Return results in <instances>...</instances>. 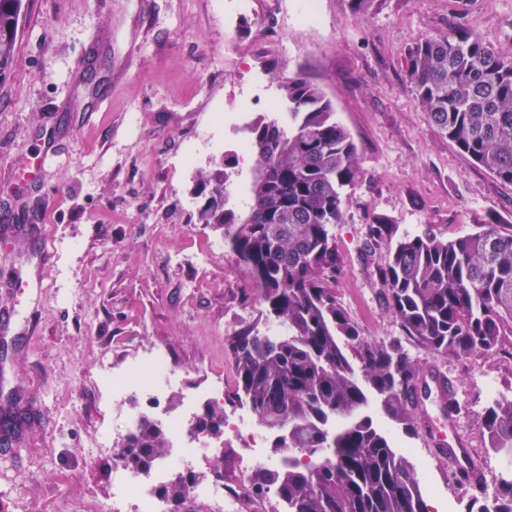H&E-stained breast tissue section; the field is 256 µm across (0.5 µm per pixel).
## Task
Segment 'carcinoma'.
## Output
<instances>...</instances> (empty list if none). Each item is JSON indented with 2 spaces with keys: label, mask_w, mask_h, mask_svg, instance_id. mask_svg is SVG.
Listing matches in <instances>:
<instances>
[{
  "label": "carcinoma",
  "mask_w": 512,
  "mask_h": 512,
  "mask_svg": "<svg viewBox=\"0 0 512 512\" xmlns=\"http://www.w3.org/2000/svg\"><path fill=\"white\" fill-rule=\"evenodd\" d=\"M23 0H0V80L11 72ZM406 78L430 123L496 179L512 184V57L470 27H453L408 48ZM288 121L250 127L255 164L248 211L226 208L217 171L198 221L223 230L280 335L246 328L231 337L237 381L225 400L246 401L258 424L291 452L258 471L259 495L273 487L288 512H429L415 468L364 413L368 392L391 418L411 424L408 389L423 365L399 340L360 335L333 284L342 262L333 229L345 189L359 172L357 148L323 90L295 76L278 85ZM406 339L458 360L512 359V232L496 224L444 241L426 231L399 238L380 271ZM199 432L223 434L224 411L205 408ZM491 448H512V397L485 408ZM126 465L150 469L169 448L167 431L145 416L122 441ZM193 477L175 473L158 489L177 512ZM476 512H512V479Z\"/></svg>",
  "instance_id": "carcinoma-1"
}]
</instances>
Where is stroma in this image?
Wrapping results in <instances>:
<instances>
[{"mask_svg": "<svg viewBox=\"0 0 512 512\" xmlns=\"http://www.w3.org/2000/svg\"><path fill=\"white\" fill-rule=\"evenodd\" d=\"M299 0H24L17 54L0 81V512H79L110 498L112 456L98 455L124 410L97 367L167 352L179 383L171 411L223 382L228 344L265 330L264 305L222 230L199 223L201 181L226 169L248 189L251 162L235 151L225 113L253 94L252 120L272 115L277 81L318 84L350 133L360 173L334 229L343 271L336 294L362 335L399 325L378 271L393 246L369 243V224L452 240L495 224L512 230V185L496 180L437 133L405 78L410 45L457 25L512 56V0H320L300 25ZM43 182L12 191L15 159L40 142ZM413 355L451 379L464 408L455 429L482 446L488 384L512 394V362ZM369 414L395 443L427 452L435 400L415 426Z\"/></svg>", "mask_w": 512, "mask_h": 512, "instance_id": "stroma-1", "label": "stroma"}]
</instances>
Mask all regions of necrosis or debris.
<instances>
[{"mask_svg":"<svg viewBox=\"0 0 512 512\" xmlns=\"http://www.w3.org/2000/svg\"><path fill=\"white\" fill-rule=\"evenodd\" d=\"M98 379L115 398L125 397L135 389L142 390L147 396L148 408L169 426L174 444L167 456L147 475L129 469L121 449H114L112 472L115 488L111 500L90 501L82 512H114L116 503L122 501L134 502L136 512H161L163 502L154 492L155 485L171 472L185 470L207 460L211 453L203 435L194 429L198 401L188 399L177 415L167 410L165 396L177 378L167 355L158 350L148 352L137 364L120 371L103 366ZM224 429L240 441L247 451L236 483H226L223 477L217 476L211 483L192 485L190 495L195 501L212 504L216 512H258L252 476L256 471L283 465L285 458L268 448L269 433L256 429L248 422L228 417L224 420Z\"/></svg>","mask_w":512,"mask_h":512,"instance_id":"1","label":"necrosis or debris"}]
</instances>
